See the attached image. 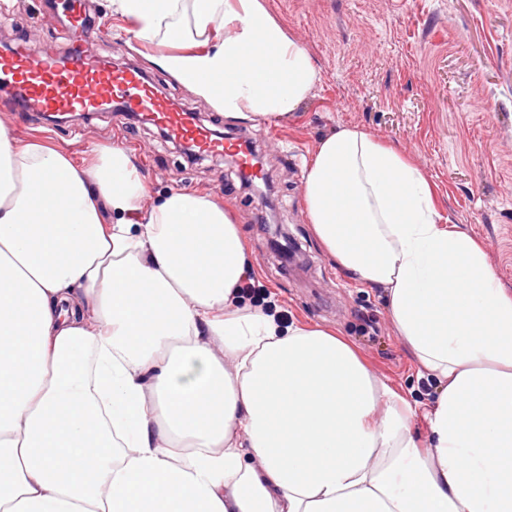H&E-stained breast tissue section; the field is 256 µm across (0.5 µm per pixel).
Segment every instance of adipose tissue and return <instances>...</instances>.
<instances>
[{
  "instance_id": "obj_1",
  "label": "adipose tissue",
  "mask_w": 512,
  "mask_h": 512,
  "mask_svg": "<svg viewBox=\"0 0 512 512\" xmlns=\"http://www.w3.org/2000/svg\"><path fill=\"white\" fill-rule=\"evenodd\" d=\"M225 116L293 115L319 74L262 0H111ZM0 120V512H512V293L424 172L358 128L303 183L329 257L381 290L428 402L344 339L242 301L230 212ZM427 424L415 431L417 418Z\"/></svg>"
}]
</instances>
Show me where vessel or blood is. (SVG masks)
Returning <instances> with one entry per match:
<instances>
[{
    "label": "vessel or blood",
    "instance_id": "1",
    "mask_svg": "<svg viewBox=\"0 0 512 512\" xmlns=\"http://www.w3.org/2000/svg\"><path fill=\"white\" fill-rule=\"evenodd\" d=\"M64 8L71 37L63 58H35L21 47L0 53V87L18 111L93 114L117 104L125 111L142 114L171 138L199 152L233 157L240 173L256 177L248 141L214 137L207 127L174 108L137 70L88 55L85 44L96 31L84 22L83 0H64Z\"/></svg>",
    "mask_w": 512,
    "mask_h": 512
}]
</instances>
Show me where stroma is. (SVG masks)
Returning <instances> with one entry per match:
<instances>
[{"label":"stroma","mask_w":512,"mask_h":512,"mask_svg":"<svg viewBox=\"0 0 512 512\" xmlns=\"http://www.w3.org/2000/svg\"><path fill=\"white\" fill-rule=\"evenodd\" d=\"M268 11L311 55L320 74L291 118L257 125L229 118L141 54L109 0H85L104 28L87 46L123 58L211 130L246 136L274 180L278 221L304 265L283 262L268 244L270 206L242 185L220 156L186 158L156 126L120 111L52 125L0 97L7 132L36 136L82 159L94 145L122 143L144 176L150 200L171 189L211 194L235 213L250 271L289 319L332 328L358 348L371 371L409 400L429 387L388 320L381 291L329 258L307 223L305 163L321 137L356 127L395 148L429 178L442 224L473 236L502 287L512 291V0H265ZM67 19L52 0H0V41L33 53L66 45Z\"/></svg>","instance_id":"stroma-1"}]
</instances>
